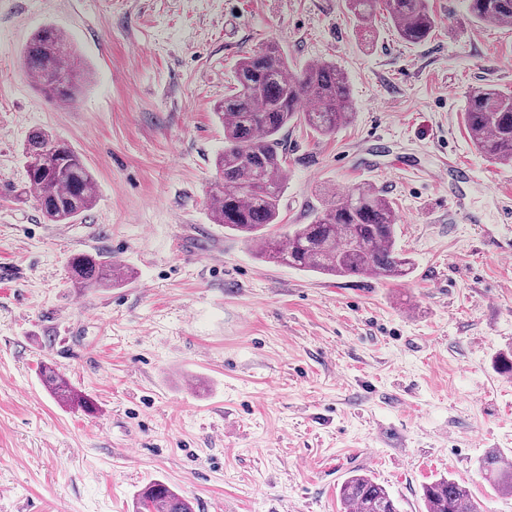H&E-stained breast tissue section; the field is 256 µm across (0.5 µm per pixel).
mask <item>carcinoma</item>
I'll return each instance as SVG.
<instances>
[{"label": "carcinoma", "instance_id": "carcinoma-1", "mask_svg": "<svg viewBox=\"0 0 512 512\" xmlns=\"http://www.w3.org/2000/svg\"><path fill=\"white\" fill-rule=\"evenodd\" d=\"M357 27L369 28L379 9L386 11L401 40L417 44L430 36L436 22L428 0H346ZM478 22L512 27V0H467ZM23 62L45 96L57 104L77 99L82 67L69 38L57 27L42 26L25 44ZM235 83L215 107L224 125V148L215 158L217 176L208 190L214 224L242 236L257 252L278 263L304 271L345 278L368 276L399 279L409 276L414 263L395 247L397 213L391 202L370 185L331 195L311 223L300 224L277 239L266 233L279 223L285 191L281 132L302 121L313 132L328 135L353 116L349 84L336 65L307 63L292 72L275 44L244 56L235 70ZM463 120L476 150L500 165L512 166V96L494 88L472 89ZM59 140L35 130L22 148L28 188L43 218L68 224L91 208L97 198L96 180L83 157L69 144L52 150ZM258 157L254 164L245 150ZM71 277L85 287L120 284L119 272L99 254L79 253L69 262ZM42 378L54 397L71 408L91 410L92 404L54 368L45 366ZM484 478L504 494L512 493V469L496 455L479 465ZM349 512H397L389 492L366 474H353L339 489ZM426 512H480L467 487L441 478L424 487ZM136 512H194L192 503L161 481L139 494Z\"/></svg>", "mask_w": 512, "mask_h": 512}]
</instances>
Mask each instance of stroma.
I'll list each match as a JSON object with an SVG mask.
<instances>
[{
	"label": "stroma",
	"instance_id": "obj_1",
	"mask_svg": "<svg viewBox=\"0 0 512 512\" xmlns=\"http://www.w3.org/2000/svg\"><path fill=\"white\" fill-rule=\"evenodd\" d=\"M429 5L435 29L408 44L382 10L361 31L345 0H0V512H135L153 481L194 512H344L354 472L399 512H425L441 477L512 512L479 470L512 459V372L498 365L512 353V167L462 120L473 88L512 93V28L476 22L465 0ZM46 24L85 65L66 106L21 65ZM272 42L291 71L336 64L354 116L330 135L283 130L271 236L365 183L397 212L409 277L268 262L211 222L215 104L238 60ZM36 129L98 183L73 223L13 198ZM452 158L472 176L434 180ZM95 252L128 279L75 284L70 258ZM45 364L92 412L57 402Z\"/></svg>",
	"mask_w": 512,
	"mask_h": 512
}]
</instances>
